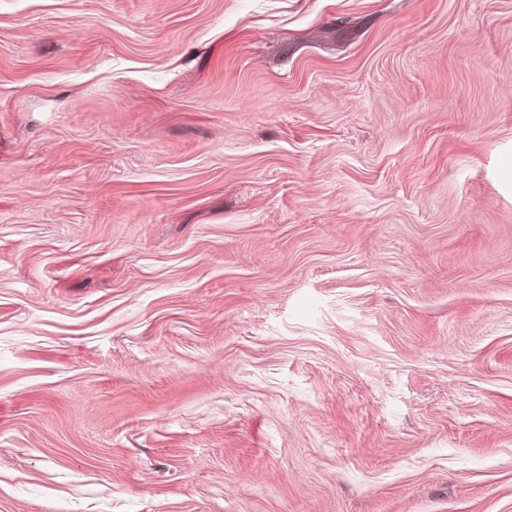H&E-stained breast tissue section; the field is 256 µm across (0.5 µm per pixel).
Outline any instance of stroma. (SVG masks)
<instances>
[{"label":"stroma","mask_w":512,"mask_h":512,"mask_svg":"<svg viewBox=\"0 0 512 512\" xmlns=\"http://www.w3.org/2000/svg\"><path fill=\"white\" fill-rule=\"evenodd\" d=\"M0 512H512V0H0Z\"/></svg>","instance_id":"35a3bbf8"}]
</instances>
